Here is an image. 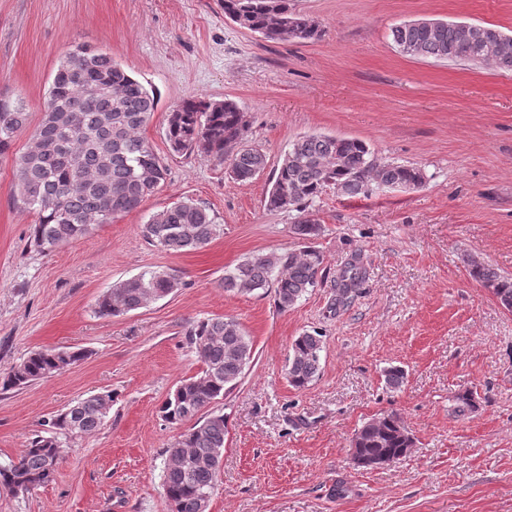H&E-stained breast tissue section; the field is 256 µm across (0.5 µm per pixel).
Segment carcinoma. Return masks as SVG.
Masks as SVG:
<instances>
[{
	"label": "carcinoma",
	"instance_id": "1",
	"mask_svg": "<svg viewBox=\"0 0 512 512\" xmlns=\"http://www.w3.org/2000/svg\"><path fill=\"white\" fill-rule=\"evenodd\" d=\"M224 16L239 27L269 40H319L323 30L297 12L291 0H224ZM400 51L416 58L493 62L512 71V36L496 52L488 51L479 33L458 22H446L434 31L408 22L390 28ZM154 91L129 76L109 54L81 45L66 52L54 75L43 118L32 144L16 162L13 203L34 212L37 224L33 244L41 252L82 237L97 224H108L122 213L140 208L164 184L168 169L141 130L157 110ZM22 101L0 98V155L6 154L18 131L28 122ZM249 122L237 103L226 99L204 102L188 99L170 113L166 137L177 153L201 152L224 156L241 143ZM266 155L256 148H241L233 155V179L248 182L266 168ZM424 172L413 166L375 165L368 146L357 139L311 135L295 140L272 175L266 207L276 211H307L333 182L341 195L366 196L375 184H397L413 190L425 183ZM217 232L208 209L192 200L179 201L152 215L142 234L162 248L189 252L204 248ZM321 232L318 222L292 224L293 235L311 241ZM320 254L308 247L256 254L224 276V289L251 293L274 289L281 310L293 307L316 286ZM471 280L488 289L505 309L512 311V277L490 265L473 262ZM360 272L350 266L336 283L343 303L360 284ZM180 284L177 275L148 271L112 286L96 303L101 316H118L161 299ZM190 347L202 364L161 406L163 419L179 425L191 420L237 384L252 355V343L233 319H204L187 331ZM321 339L303 334L291 344L288 380L304 389L320 368ZM84 357L81 351L38 349L30 352L3 377L4 388H20L50 374L62 373ZM112 394L99 393L77 401L54 415L48 424L56 432L88 435L103 423ZM226 420L210 412L169 448L163 485L173 512H206L204 493L212 492L224 456ZM413 438L394 414L364 423L353 435V460L373 468L406 456ZM59 453L52 436L27 439L18 462L0 468V481L28 493L54 479Z\"/></svg>",
	"mask_w": 512,
	"mask_h": 512
}]
</instances>
